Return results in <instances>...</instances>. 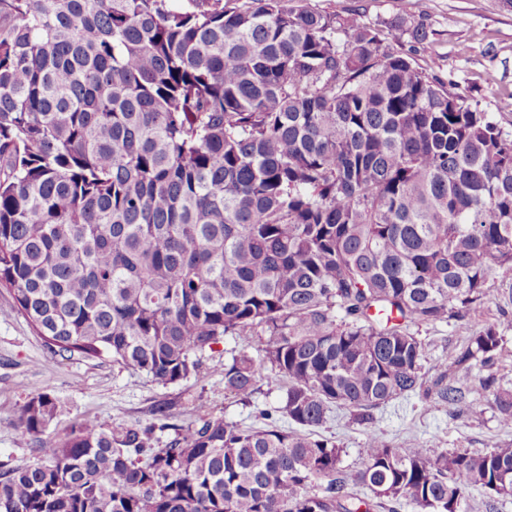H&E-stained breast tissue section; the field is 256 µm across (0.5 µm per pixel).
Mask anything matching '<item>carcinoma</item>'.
Instances as JSON below:
<instances>
[{"mask_svg": "<svg viewBox=\"0 0 512 512\" xmlns=\"http://www.w3.org/2000/svg\"><path fill=\"white\" fill-rule=\"evenodd\" d=\"M424 24H369L288 0H0V288L53 357L102 358L177 384L227 336L248 403L287 384L295 425L229 423L201 404L152 431L86 418L60 438L46 393L19 418L44 462L0 465V512H467L512 499V443L399 448L362 465L315 434L417 395L475 393L499 324L474 327L512 274V134L451 81L384 46ZM459 322L467 345L423 371L412 330ZM510 280L502 282L500 278L490 279L487 284V294L483 299L482 314L472 319L473 324H481L484 321L492 322L500 315L501 293L509 288Z\"/></svg>", "mask_w": 512, "mask_h": 512, "instance_id": "obj_1", "label": "carcinoma"}]
</instances>
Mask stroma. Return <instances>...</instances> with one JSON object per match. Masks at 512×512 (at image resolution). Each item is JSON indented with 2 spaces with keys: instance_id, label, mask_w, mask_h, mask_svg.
<instances>
[{
  "instance_id": "stroma-1",
  "label": "stroma",
  "mask_w": 512,
  "mask_h": 512,
  "mask_svg": "<svg viewBox=\"0 0 512 512\" xmlns=\"http://www.w3.org/2000/svg\"><path fill=\"white\" fill-rule=\"evenodd\" d=\"M313 7L345 15L358 13L378 23L397 15L423 22L429 41L416 54L422 67L467 90L500 126L512 132V7L504 0H308ZM493 83H486V75ZM427 363L459 349L464 338L455 324L436 323L419 328ZM262 336L226 337L202 355V373L175 385H162L145 374L112 362L110 357L86 360L78 356L51 358L25 318L15 312L6 291H0V464L32 466L43 456L34 440L18 427L23 406L35 394L46 393L63 406L50 430L65 435L85 418L108 425L138 423L152 426L156 447L173 436L150 409L160 402L181 413L196 402L240 426L264 427L263 412H276L286 385L263 373L251 403L224 392V367L240 351L256 353ZM380 433L401 448L486 451L496 442H512V427H503L495 407L474 414L468 404L436 405L413 396L377 411L372 428L353 423L347 412L333 410L320 427L345 450L343 463L360 466L368 431Z\"/></svg>"
}]
</instances>
